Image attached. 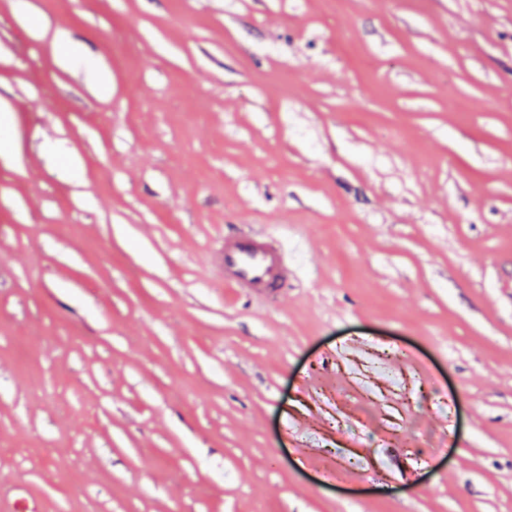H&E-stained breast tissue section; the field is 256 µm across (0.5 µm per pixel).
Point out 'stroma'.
Masks as SVG:
<instances>
[{"label":"stroma","instance_id":"35a3bbf8","mask_svg":"<svg viewBox=\"0 0 512 512\" xmlns=\"http://www.w3.org/2000/svg\"><path fill=\"white\" fill-rule=\"evenodd\" d=\"M0 99V512H512V0H0ZM62 60L65 66L82 69L91 82L104 87L105 77L103 73L98 68L95 60L84 50L67 46ZM288 240L265 233L224 236L218 252L224 287L259 296H275L288 282L293 267Z\"/></svg>","mask_w":512,"mask_h":512}]
</instances>
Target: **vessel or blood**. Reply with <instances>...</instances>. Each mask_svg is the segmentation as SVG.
<instances>
[{
    "label": "vessel or blood",
    "mask_w": 512,
    "mask_h": 512,
    "mask_svg": "<svg viewBox=\"0 0 512 512\" xmlns=\"http://www.w3.org/2000/svg\"><path fill=\"white\" fill-rule=\"evenodd\" d=\"M287 242L265 233L224 237L218 252L224 285L259 296H274L284 288L293 267Z\"/></svg>",
    "instance_id": "b4317fda"
}]
</instances>
